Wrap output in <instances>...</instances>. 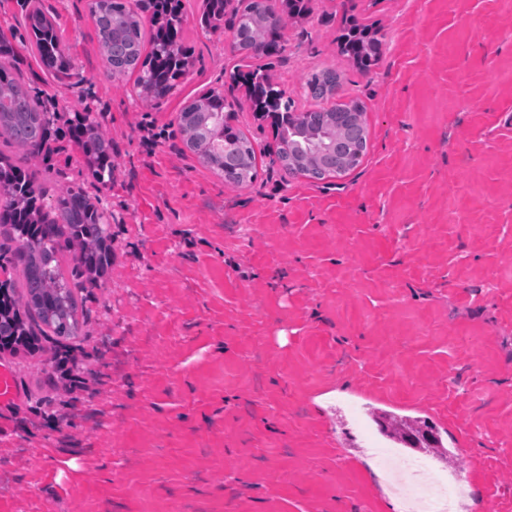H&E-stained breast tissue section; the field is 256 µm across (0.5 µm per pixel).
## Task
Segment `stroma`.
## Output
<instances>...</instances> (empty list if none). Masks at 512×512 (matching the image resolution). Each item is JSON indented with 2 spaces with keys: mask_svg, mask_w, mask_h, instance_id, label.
I'll return each mask as SVG.
<instances>
[{
  "mask_svg": "<svg viewBox=\"0 0 512 512\" xmlns=\"http://www.w3.org/2000/svg\"><path fill=\"white\" fill-rule=\"evenodd\" d=\"M182 0L183 76L162 100L105 70L90 0H42L69 83L31 51L10 63L48 113L32 159L110 224L112 258L78 283L79 336L0 353V512H388L370 414L419 416L455 440L448 478L512 512V0H309L277 54L244 62L225 23ZM376 24L380 59L340 52ZM296 107L305 75H340L367 150L340 178L285 174L244 80ZM216 89L262 151L232 188L184 146L176 116ZM112 146L94 181L75 113ZM81 386L72 387L71 377Z\"/></svg>",
  "mask_w": 512,
  "mask_h": 512,
  "instance_id": "stroma-1",
  "label": "stroma"
}]
</instances>
